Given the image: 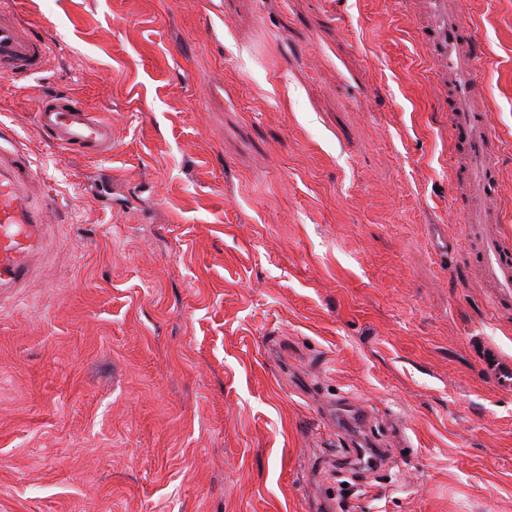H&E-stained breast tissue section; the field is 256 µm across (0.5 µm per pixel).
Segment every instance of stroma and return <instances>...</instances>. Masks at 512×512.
<instances>
[{"label": "stroma", "mask_w": 512, "mask_h": 512, "mask_svg": "<svg viewBox=\"0 0 512 512\" xmlns=\"http://www.w3.org/2000/svg\"><path fill=\"white\" fill-rule=\"evenodd\" d=\"M512 239V0H464ZM0 129L53 201L0 295V512H512V357L415 0H8ZM112 125L44 136L45 93ZM371 415L361 447L322 406ZM47 56V42L31 29L3 20L0 16V74L10 78H30L41 72ZM36 119L46 137L70 152L102 154L112 141L111 126L71 96L45 95ZM479 358L484 371L500 388L512 391V360L503 357L495 348L483 344Z\"/></svg>", "instance_id": "obj_1"}]
</instances>
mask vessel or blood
Listing matches in <instances>:
<instances>
[{"label": "vessel or blood", "instance_id": "obj_1", "mask_svg": "<svg viewBox=\"0 0 512 512\" xmlns=\"http://www.w3.org/2000/svg\"><path fill=\"white\" fill-rule=\"evenodd\" d=\"M423 28L438 63V90L447 98L450 128L463 153L459 174L468 196L462 222L475 244L467 259L495 287L494 307H502L512 302V242L489 228V203L499 180L492 164L498 144L484 110L474 29L463 20L462 0H425ZM46 56L45 39L0 19V75L33 77ZM36 119L46 137L71 152L102 154L112 141L111 126L71 96L45 95ZM50 206L49 199L35 196L26 154L16 144H0V294L30 285ZM479 358L493 383L512 391V360L487 345Z\"/></svg>", "mask_w": 512, "mask_h": 512}]
</instances>
